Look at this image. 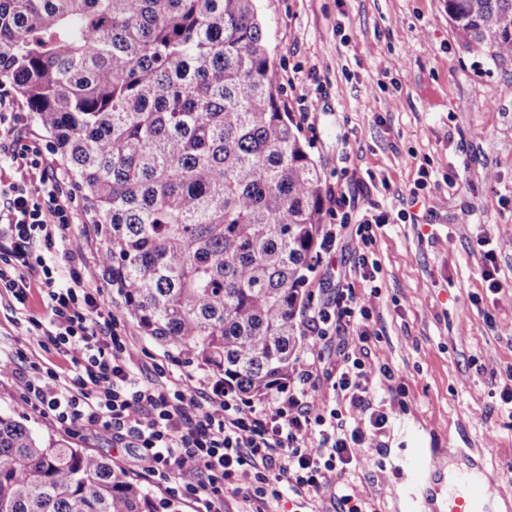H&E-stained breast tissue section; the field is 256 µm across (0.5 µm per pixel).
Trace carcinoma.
I'll return each mask as SVG.
<instances>
[{
  "mask_svg": "<svg viewBox=\"0 0 512 512\" xmlns=\"http://www.w3.org/2000/svg\"><path fill=\"white\" fill-rule=\"evenodd\" d=\"M512 58V0H447ZM256 0H0V80L49 132L140 328L244 398L285 384L324 231ZM0 512H178L0 413Z\"/></svg>",
  "mask_w": 512,
  "mask_h": 512,
  "instance_id": "1",
  "label": "carcinoma"
}]
</instances>
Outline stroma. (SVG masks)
<instances>
[{
  "instance_id": "1",
  "label": "stroma",
  "mask_w": 512,
  "mask_h": 512,
  "mask_svg": "<svg viewBox=\"0 0 512 512\" xmlns=\"http://www.w3.org/2000/svg\"><path fill=\"white\" fill-rule=\"evenodd\" d=\"M266 44L282 74L281 100L318 164L325 194H342L349 237L319 255L305 284L336 279L359 258L374 265L354 280L371 298L378 338L372 358L402 387L381 437L347 470L368 512H442L447 479L430 494L412 484L416 449L474 457L493 502L512 494V412L500 393L512 366V301L495 300L481 276V236L498 246L499 278L512 287V58L468 45L445 0H257ZM430 177L418 188L421 169ZM495 179H487V171ZM388 222L361 242L370 209ZM469 223H460L462 210ZM39 281L25 304L0 300V341L41 366L64 370L53 348L32 345L28 319L46 320ZM27 426L137 476L133 449L111 437L64 431L28 411Z\"/></svg>"
}]
</instances>
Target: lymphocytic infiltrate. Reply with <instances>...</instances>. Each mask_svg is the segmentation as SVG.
Here are the masks:
<instances>
[{"mask_svg":"<svg viewBox=\"0 0 512 512\" xmlns=\"http://www.w3.org/2000/svg\"><path fill=\"white\" fill-rule=\"evenodd\" d=\"M13 112L14 100L0 86V141L12 143L19 172L0 186V239L8 242L0 247V295L24 304L29 278L37 276L51 318L31 321L27 332L68 363L63 372L32 365L18 407L66 430L127 443L144 480L192 504L193 512H224L229 494L252 512H268L288 490L329 495L336 512H364L359 490L338 476L367 449L380 448L389 414L375 403L373 381L394 379L388 363L370 360L369 299L347 283L310 307L315 343L297 358L286 386L259 400L206 384L182 351L143 376L125 311L105 303L98 267L83 262L82 242L69 232L75 213L65 179L34 147L15 142ZM350 330L356 343L326 366L324 345ZM180 365L185 373L173 375ZM326 383L347 407L319 404Z\"/></svg>","mask_w":512,"mask_h":512,"instance_id":"f902f5d3","label":"lymphocytic infiltrate"}]
</instances>
